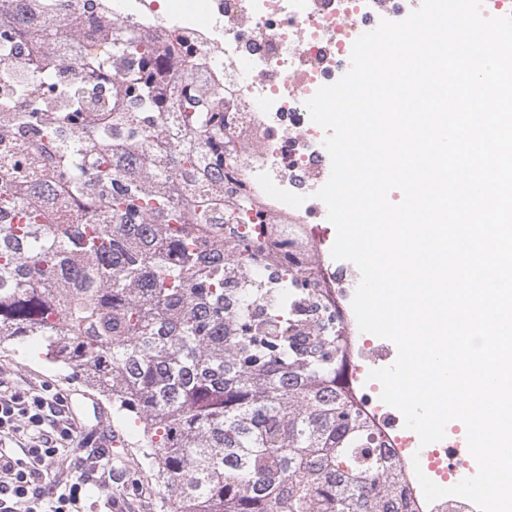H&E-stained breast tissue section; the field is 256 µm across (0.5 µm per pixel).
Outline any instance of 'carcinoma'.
<instances>
[{"label":"carcinoma","mask_w":512,"mask_h":512,"mask_svg":"<svg viewBox=\"0 0 512 512\" xmlns=\"http://www.w3.org/2000/svg\"><path fill=\"white\" fill-rule=\"evenodd\" d=\"M14 0L0 29L24 20ZM169 48L112 30V56L65 63L5 48L15 97L0 136L54 148L38 186L0 166V343L34 341L130 420L169 512H413L400 469L338 386L345 337L312 288H264L224 224V95L196 61L169 86ZM183 144L164 140L162 109ZM213 168L198 171L196 149ZM187 187L170 205L156 167ZM81 216L33 198L59 184ZM104 201L101 208L95 200ZM263 302L252 313L250 301Z\"/></svg>","instance_id":"1"}]
</instances>
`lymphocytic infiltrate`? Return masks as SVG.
<instances>
[{
  "instance_id": "obj_1",
  "label": "lymphocytic infiltrate",
  "mask_w": 512,
  "mask_h": 512,
  "mask_svg": "<svg viewBox=\"0 0 512 512\" xmlns=\"http://www.w3.org/2000/svg\"><path fill=\"white\" fill-rule=\"evenodd\" d=\"M60 397L6 389L0 392V438L25 437L22 457L0 452V512H79L82 495L94 472L57 487L49 467L60 449L78 442L80 434L64 420Z\"/></svg>"
}]
</instances>
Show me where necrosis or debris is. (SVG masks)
Listing matches in <instances>:
<instances>
[{"instance_id": "1", "label": "necrosis or debris", "mask_w": 512, "mask_h": 512, "mask_svg": "<svg viewBox=\"0 0 512 512\" xmlns=\"http://www.w3.org/2000/svg\"><path fill=\"white\" fill-rule=\"evenodd\" d=\"M417 0H59L38 14L55 28L52 48L71 61L97 47L98 29L117 26L166 37L176 55L202 57L199 74L224 95V197L261 212V223L225 221V235L247 234L260 243L245 257L269 287L281 288L283 268L318 289L325 311L349 339L340 387L401 467L414 512H477L460 496L426 502L413 467L414 433L379 404L366 369L385 360L382 347L358 336L350 298L355 271L333 270L324 259L331 230L325 204L315 193L326 179L324 131L306 101L348 69L351 47L381 20L398 21ZM68 13L93 19L87 33L61 25Z\"/></svg>"}]
</instances>
